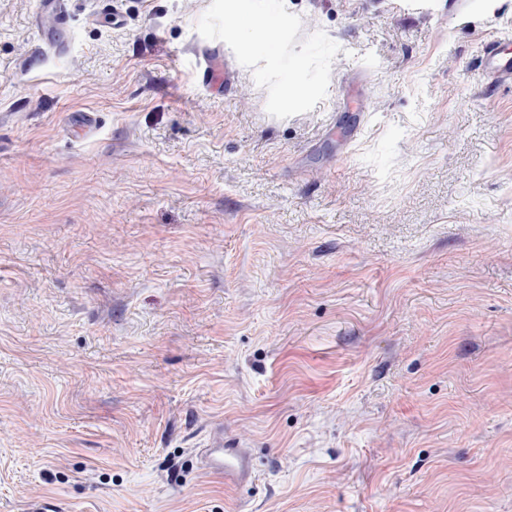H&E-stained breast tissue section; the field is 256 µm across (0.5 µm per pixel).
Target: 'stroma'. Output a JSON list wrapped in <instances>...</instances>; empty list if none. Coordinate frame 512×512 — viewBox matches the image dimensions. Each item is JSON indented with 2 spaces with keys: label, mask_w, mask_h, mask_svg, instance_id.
<instances>
[{
  "label": "stroma",
  "mask_w": 512,
  "mask_h": 512,
  "mask_svg": "<svg viewBox=\"0 0 512 512\" xmlns=\"http://www.w3.org/2000/svg\"><path fill=\"white\" fill-rule=\"evenodd\" d=\"M65 2L0 0V512H512V0H281L274 67ZM482 62L485 74L498 83H512V57H508L499 37L487 39L483 46ZM238 443L224 440V431L214 428L205 448L207 469L215 476L224 478V483L237 485L252 477L253 463L246 448H237Z\"/></svg>",
  "instance_id": "1"
}]
</instances>
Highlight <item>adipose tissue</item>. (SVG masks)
<instances>
[{"mask_svg":"<svg viewBox=\"0 0 512 512\" xmlns=\"http://www.w3.org/2000/svg\"><path fill=\"white\" fill-rule=\"evenodd\" d=\"M225 31L228 36L238 38L247 33L246 41H240V51H247L251 43L264 46L270 62L279 59L278 48L286 31V18L278 7V0H225Z\"/></svg>","mask_w":512,"mask_h":512,"instance_id":"adipose-tissue-1","label":"adipose tissue"}]
</instances>
